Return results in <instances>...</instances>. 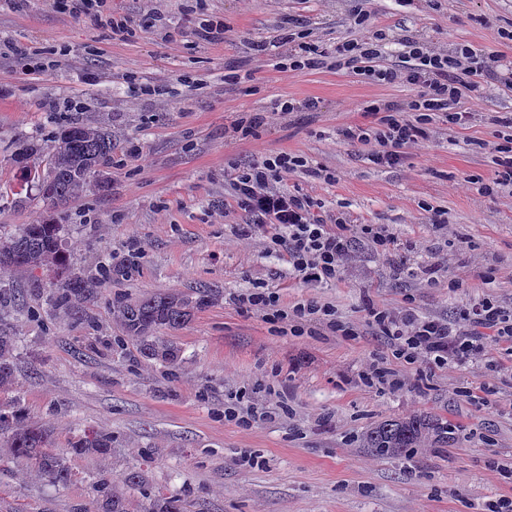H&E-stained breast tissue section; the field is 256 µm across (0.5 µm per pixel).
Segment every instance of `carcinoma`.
Instances as JSON below:
<instances>
[{
  "label": "carcinoma",
  "mask_w": 512,
  "mask_h": 512,
  "mask_svg": "<svg viewBox=\"0 0 512 512\" xmlns=\"http://www.w3.org/2000/svg\"><path fill=\"white\" fill-rule=\"evenodd\" d=\"M112 129L103 123L95 126L72 124L61 128L47 152L44 169L34 168L20 189L34 183L38 187L45 214L35 224L3 241L0 239V273L22 270L31 277L36 272L53 271L59 286L52 294L55 305H65L79 311V305L96 290V282L65 274V257L61 244V225L52 211L88 192L101 187L97 172L112 162ZM209 295L164 293L135 300H125L113 306L123 329L139 346L147 359L174 364L179 347L157 336L163 328H178L186 324L195 310L208 302ZM15 380L13 347L8 336H0V391L12 387ZM11 429L10 448L21 458L31 461L36 472L54 483H66L72 471L66 457L50 449L46 430L23 423L22 410L0 412V429ZM453 432L448 421L438 415L423 413L404 419H387L369 429L362 438V448L386 458H402L429 441L440 447L448 445ZM112 435L89 431L71 446L77 455L104 456L112 451ZM97 512H128L124 493L112 483V477L100 475L93 485ZM144 512H185L183 502L160 492L149 493Z\"/></svg>",
  "instance_id": "obj_1"
}]
</instances>
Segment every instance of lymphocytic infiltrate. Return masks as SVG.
Listing matches in <instances>:
<instances>
[{
  "mask_svg": "<svg viewBox=\"0 0 512 512\" xmlns=\"http://www.w3.org/2000/svg\"><path fill=\"white\" fill-rule=\"evenodd\" d=\"M63 8L73 16L110 27L113 35L131 33L127 19L113 13L112 0H65ZM386 39L380 29L372 36L345 40L328 48L287 36L281 42L283 50L278 61L279 68L304 70L317 68L330 59L336 67L355 69L372 82H403L417 88V96L403 104L369 102L367 110L376 118L374 125L337 129L342 141L366 147V158L374 165L399 164L406 148L427 138V126L435 114H442L450 126H466L471 114L459 109L458 101L465 96L472 106L479 105L488 78H497L502 86L512 88V61L488 63L480 49L469 46L447 52L435 49L427 41L412 39L405 41L398 65L378 66ZM307 167V159L300 154L269 155L237 168L229 180L230 197L238 210L269 220L274 228L270 240L287 252L297 277L307 283L332 286L341 279L343 262L354 239L366 238L381 253L394 250L397 239L387 229L350 224L342 217L335 224H327L312 198L276 190L277 182ZM240 300L271 322L289 323L296 333L312 322L346 336L354 333L353 328L337 319L330 305L309 301L286 307L277 292L266 288L241 295ZM368 316L378 335L390 343L392 356L398 362L394 368L371 364L365 377L370 385L400 387L403 380L398 367L404 363L423 359L439 368L462 366L479 357H491L495 345L512 344V310L487 297L469 303L454 320L422 317L409 307L394 311L375 304L369 305Z\"/></svg>",
  "mask_w": 512,
  "mask_h": 512,
  "instance_id": "1",
  "label": "lymphocytic infiltrate"
}]
</instances>
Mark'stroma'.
Instances as JSON below:
<instances>
[{
    "mask_svg": "<svg viewBox=\"0 0 512 512\" xmlns=\"http://www.w3.org/2000/svg\"><path fill=\"white\" fill-rule=\"evenodd\" d=\"M134 34L113 38L55 9L50 0H0V40L32 49L33 59L0 56V236L38 220V190L16 185L41 165L55 133L71 123L108 122L116 146L104 186L55 212L66 265L94 279L97 294L72 319L50 300L53 273L31 279L0 275V334L14 345L16 384L0 406L19 401L28 423L46 428L54 452H66L90 429L109 433L105 456L73 455L71 480L37 475L0 432V512H95L90 486L100 474L124 486L129 512H144V491L184 500L187 512H482L512 496V353L498 349L499 371L486 360L465 366H402L392 391L368 386L372 360L391 356L367 322L366 307L411 304L422 316L452 318L472 299L490 297L512 309V193L481 195L468 178H492L490 143L497 116L512 114V89L489 84L463 128L435 118L429 137L402 162L378 167L361 147L340 141L338 128L370 126L373 100L404 103L413 87L380 85L324 64L286 71L252 56L254 41L278 43L284 19L296 33L332 45L384 30L381 65L396 64L402 39L422 38L450 51L471 45L512 60V0H112ZM364 7L368 19L354 23ZM224 20V41L194 33L202 16ZM238 78L225 82L224 74ZM311 99L315 109L276 112V100ZM260 113L247 138L232 126ZM141 149L128 160L129 144ZM305 155L309 171L277 188L319 203L327 220L375 224L398 239L382 255L353 244L333 286L306 283L270 234L237 233L251 215L229 203L235 169L278 152ZM327 177L315 176V169ZM137 255H129V243ZM438 264L434 279L406 268ZM456 289H449V282ZM262 284L283 305L335 306L354 326L351 337L322 325L294 336L239 303ZM211 290L207 305L182 328L164 330L181 349L176 366L144 358L112 316L125 299ZM483 387V405L464 389ZM255 407L243 427L224 410ZM432 412L448 419L454 441L428 443L412 456L365 452V432L388 418ZM145 475V487L124 484Z\"/></svg>",
    "mask_w": 512,
    "mask_h": 512,
    "instance_id": "35a3bbf8",
    "label": "stroma"
}]
</instances>
